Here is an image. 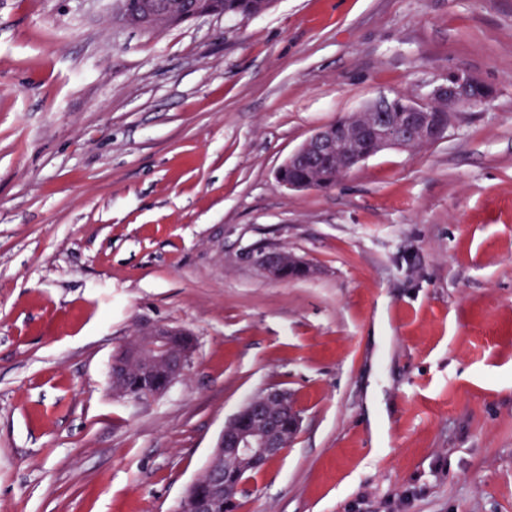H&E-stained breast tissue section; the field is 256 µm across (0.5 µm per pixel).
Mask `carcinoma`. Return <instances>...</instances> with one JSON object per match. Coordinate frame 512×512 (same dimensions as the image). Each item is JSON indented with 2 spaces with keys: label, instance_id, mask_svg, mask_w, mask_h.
<instances>
[{
  "label": "carcinoma",
  "instance_id": "obj_1",
  "mask_svg": "<svg viewBox=\"0 0 512 512\" xmlns=\"http://www.w3.org/2000/svg\"><path fill=\"white\" fill-rule=\"evenodd\" d=\"M158 0H136L133 9L126 7V0H113L114 18L122 24L147 31H156L166 26L185 22L189 19L190 10L214 15L251 17L269 9L273 0H168L170 16L165 22L155 18V6ZM285 176L293 179H311L318 189L329 190L336 186L341 172L336 165H324L312 173L305 167L285 172Z\"/></svg>",
  "mask_w": 512,
  "mask_h": 512
}]
</instances>
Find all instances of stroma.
<instances>
[{
	"label": "stroma",
	"instance_id": "35a3bbf8",
	"mask_svg": "<svg viewBox=\"0 0 512 512\" xmlns=\"http://www.w3.org/2000/svg\"><path fill=\"white\" fill-rule=\"evenodd\" d=\"M463 70L441 140L280 187L315 129ZM280 248L312 275L260 276ZM196 341L119 399L139 328ZM270 386L302 423L238 512H512V0H275L145 33L0 0V512H180ZM191 334L171 327L155 326L142 329L133 339L121 345L112 356L109 379L112 392L117 397L140 399L162 394L183 378L190 370L195 351ZM164 376L162 383L145 395H138L130 388L141 389L147 381L130 373ZM129 376V386L126 382Z\"/></svg>",
	"mask_w": 512,
	"mask_h": 512
}]
</instances>
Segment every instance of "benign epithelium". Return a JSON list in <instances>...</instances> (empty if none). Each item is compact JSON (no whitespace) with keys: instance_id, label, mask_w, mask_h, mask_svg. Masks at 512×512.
Returning <instances> with one entry per match:
<instances>
[{"instance_id":"obj_1","label":"benign epithelium","mask_w":512,"mask_h":512,"mask_svg":"<svg viewBox=\"0 0 512 512\" xmlns=\"http://www.w3.org/2000/svg\"><path fill=\"white\" fill-rule=\"evenodd\" d=\"M477 79L458 73L423 99L404 96L380 98L354 111L356 118H340L339 126L313 131L285 160L283 167L299 162L317 166L334 161L349 172L361 162L388 148L415 150L441 139L446 128L436 113L480 108L489 99L470 94ZM266 259L254 264L270 279L281 277V267L298 261L282 250L265 251ZM195 351L189 333L166 326L142 329L112 356L109 379L117 397L138 399L128 386L129 374L160 373L162 383L147 395L167 391L190 370ZM301 423L288 391L272 386L248 399L224 426L215 452L203 473L187 489L186 512H215L221 501L237 502L250 489L253 477L277 460L297 435Z\"/></svg>"}]
</instances>
